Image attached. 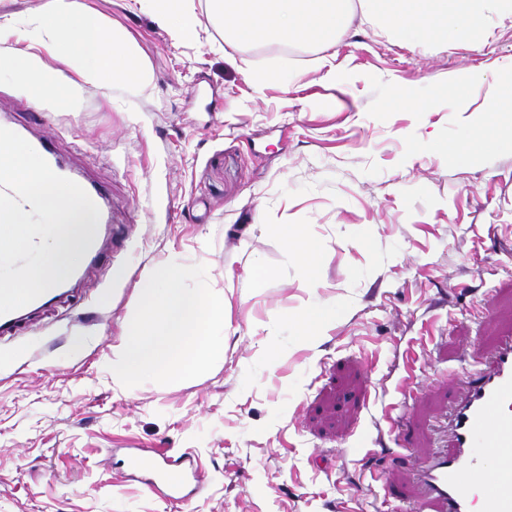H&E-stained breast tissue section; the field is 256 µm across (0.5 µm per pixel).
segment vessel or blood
Here are the masks:
<instances>
[{
	"instance_id": "vessel-or-blood-1",
	"label": "vessel or blood",
	"mask_w": 512,
	"mask_h": 512,
	"mask_svg": "<svg viewBox=\"0 0 512 512\" xmlns=\"http://www.w3.org/2000/svg\"><path fill=\"white\" fill-rule=\"evenodd\" d=\"M447 452L420 468L425 499L439 512H512V336L501 339L485 369L471 374L467 396L450 415ZM127 468L146 485L166 486L170 499L187 502L202 479L188 453L144 465L131 452Z\"/></svg>"
}]
</instances>
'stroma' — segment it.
I'll use <instances>...</instances> for the list:
<instances>
[{
    "instance_id": "35a3bbf8",
    "label": "stroma",
    "mask_w": 512,
    "mask_h": 512,
    "mask_svg": "<svg viewBox=\"0 0 512 512\" xmlns=\"http://www.w3.org/2000/svg\"><path fill=\"white\" fill-rule=\"evenodd\" d=\"M84 2L154 80L85 86L62 111L0 66V122L52 137L72 173L109 186L124 226L104 240L109 264L0 338V512H432L416 469L447 449L470 366L512 332V141L474 156L432 144L483 127L512 77V25L428 47L356 17L325 48L232 49L207 0L190 41L149 0ZM287 223L317 244L316 288L265 230ZM173 257L223 290L224 356L189 381L124 387L112 346L140 281ZM310 306L328 312L314 336L289 318ZM138 448L192 452L204 492L181 504L123 477Z\"/></svg>"
}]
</instances>
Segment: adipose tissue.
I'll return each mask as SVG.
<instances>
[{"label":"adipose tissue","instance_id":"1","mask_svg":"<svg viewBox=\"0 0 512 512\" xmlns=\"http://www.w3.org/2000/svg\"><path fill=\"white\" fill-rule=\"evenodd\" d=\"M150 5L158 25L174 28L186 40L196 37L193 0H150ZM27 38L29 48L7 49V64L21 90L52 108H73L83 86L99 84L109 76L138 86L152 80L139 62L137 46L120 31H104L81 0H52L50 11L36 17ZM48 53L62 57L75 80H62L45 63Z\"/></svg>","mask_w":512,"mask_h":512}]
</instances>
